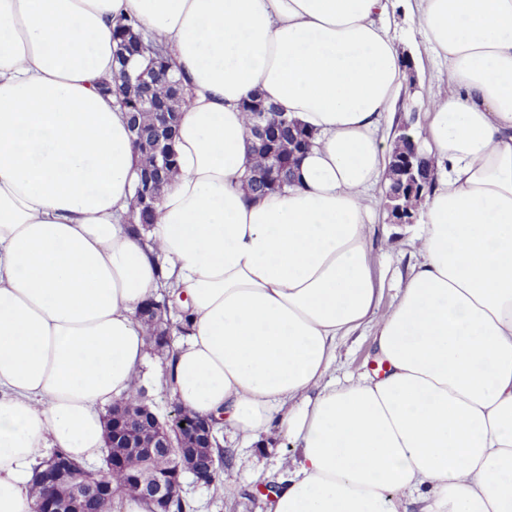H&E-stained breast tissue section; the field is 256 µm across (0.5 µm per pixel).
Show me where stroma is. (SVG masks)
Masks as SVG:
<instances>
[{
  "label": "stroma",
  "instance_id": "35a3bbf8",
  "mask_svg": "<svg viewBox=\"0 0 512 512\" xmlns=\"http://www.w3.org/2000/svg\"><path fill=\"white\" fill-rule=\"evenodd\" d=\"M390 33L400 50L412 63L404 89L385 125L386 137L401 131L420 134L425 123V103L432 92L448 85V71L432 51L425 37L413 26L404 0H399L388 20ZM371 248L378 259L375 268L383 282L378 314H385L398 301L405 281L416 261V245L410 231L380 219L372 227ZM374 322H366L349 336L338 339L336 360L330 375L337 382L373 372L376 360L373 351ZM222 446L231 454L224 467L225 477L235 486L232 496H217L205 484L184 477L181 495L193 512H271L272 500L262 493L266 484H277L286 478L282 457L291 454L288 444L271 435L260 443H244L231 433L221 435Z\"/></svg>",
  "mask_w": 512,
  "mask_h": 512
}]
</instances>
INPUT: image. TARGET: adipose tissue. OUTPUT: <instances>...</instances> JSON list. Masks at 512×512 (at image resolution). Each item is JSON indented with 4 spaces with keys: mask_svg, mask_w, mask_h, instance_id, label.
<instances>
[{
    "mask_svg": "<svg viewBox=\"0 0 512 512\" xmlns=\"http://www.w3.org/2000/svg\"><path fill=\"white\" fill-rule=\"evenodd\" d=\"M392 0H0V512H34L49 451L85 464L148 364L136 317L190 299L173 395L296 453L274 512H512V0H415L446 62L423 148L436 178L418 259L377 315L369 226L403 89ZM135 16L188 84L180 174L129 232L138 157L111 77ZM314 133L288 189L246 192L241 104ZM375 320L383 373L336 384V341ZM138 187H139V181L137 184H136V182L134 184L133 195L130 199V208H131L132 218L138 216V220L140 223V227L137 228V227L133 226V230L136 232V234L138 236H140L142 238L143 241H145L151 224H156L160 217V212L158 210V204L160 201L161 189L156 191L155 204H154L152 213H150L146 218H143L142 217L143 196L140 194Z\"/></svg>",
    "mask_w": 512,
    "mask_h": 512,
    "instance_id": "1",
    "label": "adipose tissue"
}]
</instances>
